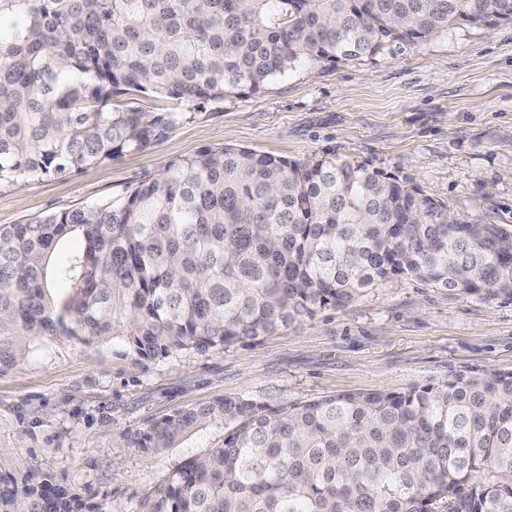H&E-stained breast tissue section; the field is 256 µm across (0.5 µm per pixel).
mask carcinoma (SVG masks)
<instances>
[{
    "mask_svg": "<svg viewBox=\"0 0 512 512\" xmlns=\"http://www.w3.org/2000/svg\"><path fill=\"white\" fill-rule=\"evenodd\" d=\"M0 185L143 150L183 118L262 92L299 65L393 53L459 25L512 24V0H0ZM160 102L146 112L140 99ZM77 233L83 250L52 255ZM391 279L512 301V225L450 215L349 158L211 145L117 199L0 225V373L47 336L85 344L119 320L137 359L255 341ZM70 284L61 299L51 283ZM221 445L150 512H512V370L401 392L180 410L140 439ZM0 512H102L29 473Z\"/></svg>",
    "mask_w": 512,
    "mask_h": 512,
    "instance_id": "obj_1",
    "label": "carcinoma"
}]
</instances>
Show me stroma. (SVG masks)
I'll return each instance as SVG.
<instances>
[{
  "instance_id": "obj_1",
  "label": "stroma",
  "mask_w": 512,
  "mask_h": 512,
  "mask_svg": "<svg viewBox=\"0 0 512 512\" xmlns=\"http://www.w3.org/2000/svg\"><path fill=\"white\" fill-rule=\"evenodd\" d=\"M217 144L351 158L418 186L452 214L512 225V25L297 66L259 95L187 110L146 149L1 187L0 225L111 200ZM472 368L512 370V302L414 280L388 281L255 342L139 364L121 325L91 344L49 336L0 374V472L50 477L104 512H146L189 456L224 438L213 424L172 448L142 447L143 434L178 409L242 395L274 405L399 392Z\"/></svg>"
}]
</instances>
